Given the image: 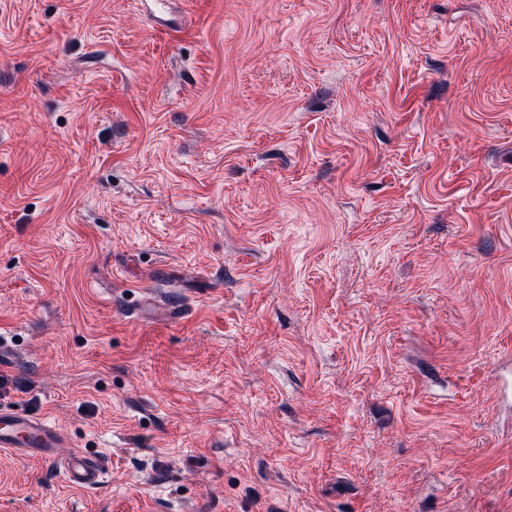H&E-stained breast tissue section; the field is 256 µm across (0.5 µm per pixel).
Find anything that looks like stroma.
I'll return each mask as SVG.
<instances>
[{"label":"stroma","mask_w":512,"mask_h":512,"mask_svg":"<svg viewBox=\"0 0 512 512\" xmlns=\"http://www.w3.org/2000/svg\"><path fill=\"white\" fill-rule=\"evenodd\" d=\"M512 0H0V512H512ZM64 432L45 417L21 409L0 408V448L45 461H56L58 448L67 447ZM62 469L66 482L76 487H96L103 479V471L98 461L76 451H70Z\"/></svg>","instance_id":"35a3bbf8"}]
</instances>
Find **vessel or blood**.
Wrapping results in <instances>:
<instances>
[{
  "label": "vessel or blood",
  "instance_id": "vessel-or-blood-1",
  "mask_svg": "<svg viewBox=\"0 0 512 512\" xmlns=\"http://www.w3.org/2000/svg\"><path fill=\"white\" fill-rule=\"evenodd\" d=\"M67 444L64 432L46 418L21 409L0 408L1 449L51 461ZM62 469L66 482L76 487L92 488L103 479L98 461L76 451H69Z\"/></svg>",
  "mask_w": 512,
  "mask_h": 512
}]
</instances>
